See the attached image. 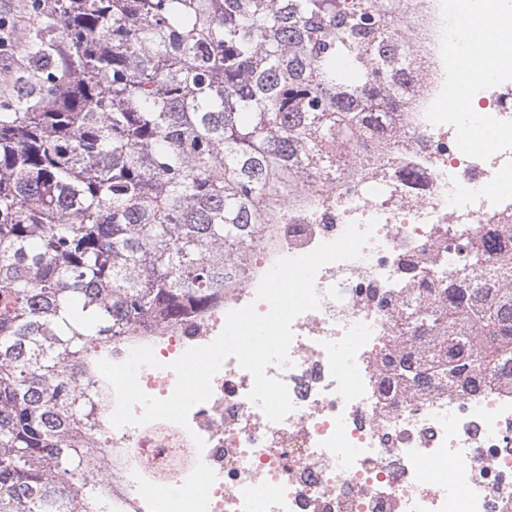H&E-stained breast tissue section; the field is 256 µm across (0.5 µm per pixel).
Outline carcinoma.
Segmentation results:
<instances>
[{"label":"carcinoma","instance_id":"cac0c4a2","mask_svg":"<svg viewBox=\"0 0 512 512\" xmlns=\"http://www.w3.org/2000/svg\"><path fill=\"white\" fill-rule=\"evenodd\" d=\"M393 0H28L0 96V512H101L99 418L73 385L96 348L204 307L265 203L370 138L409 50ZM464 274L437 342L384 355L512 387V249Z\"/></svg>","mask_w":512,"mask_h":512}]
</instances>
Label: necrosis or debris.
I'll return each mask as SVG.
<instances>
[{"label": "necrosis or debris", "mask_w": 512, "mask_h": 512, "mask_svg": "<svg viewBox=\"0 0 512 512\" xmlns=\"http://www.w3.org/2000/svg\"><path fill=\"white\" fill-rule=\"evenodd\" d=\"M455 7L398 0L393 26L413 61L400 100L382 106L376 135L347 165L267 203L247 268L226 262L211 305L175 324L143 323L102 354L120 362L134 347H152L162 366L142 368L139 384L169 397V362L213 341L227 312L250 303L268 312L255 294L278 259L376 219L361 258L318 272L319 309L295 319L289 364L266 370L285 383L293 411L270 422L249 398L251 373L228 358L188 427H104V512H148L136 476L176 487L200 460L216 475L208 512H512V390L457 392L425 375L410 398L386 401L373 383L395 315L417 288L442 287L464 268L473 235L496 254L492 226L512 224V14L496 19L501 52L487 81L453 46L447 18ZM463 85L478 104L470 117L450 105Z\"/></svg>", "instance_id": "4bbe7bcc"}]
</instances>
